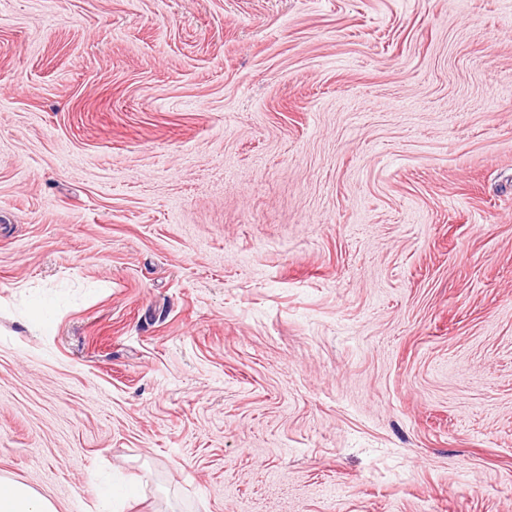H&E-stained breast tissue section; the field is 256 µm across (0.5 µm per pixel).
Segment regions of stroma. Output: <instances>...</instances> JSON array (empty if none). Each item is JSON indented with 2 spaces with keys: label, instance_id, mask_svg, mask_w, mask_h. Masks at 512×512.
Masks as SVG:
<instances>
[{
  "label": "stroma",
  "instance_id": "stroma-1",
  "mask_svg": "<svg viewBox=\"0 0 512 512\" xmlns=\"http://www.w3.org/2000/svg\"><path fill=\"white\" fill-rule=\"evenodd\" d=\"M0 476L512 512V0H0Z\"/></svg>",
  "mask_w": 512,
  "mask_h": 512
}]
</instances>
